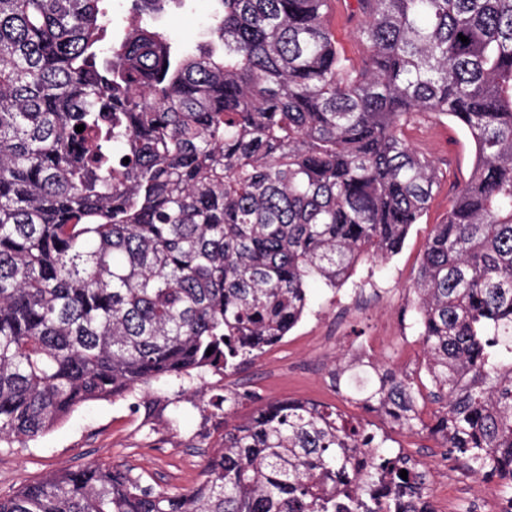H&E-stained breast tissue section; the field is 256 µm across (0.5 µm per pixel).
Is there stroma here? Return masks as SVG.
Instances as JSON below:
<instances>
[{"mask_svg":"<svg viewBox=\"0 0 512 512\" xmlns=\"http://www.w3.org/2000/svg\"><path fill=\"white\" fill-rule=\"evenodd\" d=\"M345 3L347 12L336 16L331 29L339 48L358 63L364 54L356 31L364 17L355 0ZM209 10V0H184L160 15L156 25L201 43ZM404 134L435 162L441 180L426 215L411 227L397 255L362 262L353 284L336 290L312 283L309 308L286 342L266 348L237 370L156 382L121 398L94 401L26 447L1 446L0 495L50 472L89 462L127 469L155 488L182 493L204 481V452L219 443L225 415L243 421L268 403L296 399L335 407L369 430L388 435L392 452L447 469L448 478L434 487V496L453 512H485L487 504L479 495L482 476L471 472L463 460L448 457L439 439L425 430L397 427L385 415L352 400L349 388L338 390L326 381L359 345L375 351V369L401 378L408 367L421 368L427 362L426 349L414 331L413 283L433 226L446 215L475 156L466 131L445 117L415 116ZM231 392L241 396L231 413L214 407L216 397Z\"/></svg>","mask_w":512,"mask_h":512,"instance_id":"35a3bbf8","label":"stroma"}]
</instances>
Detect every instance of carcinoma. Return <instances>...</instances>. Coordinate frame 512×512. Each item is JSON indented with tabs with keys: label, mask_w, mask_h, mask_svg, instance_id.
<instances>
[{
	"label": "carcinoma",
	"mask_w": 512,
	"mask_h": 512,
	"mask_svg": "<svg viewBox=\"0 0 512 512\" xmlns=\"http://www.w3.org/2000/svg\"><path fill=\"white\" fill-rule=\"evenodd\" d=\"M102 2L0 0V445L89 401L235 370L299 323L309 281L340 288L398 254L438 184L403 126L432 114L475 147L413 284L438 409L424 423L419 390L389 373L361 401L512 475V0H357L360 65L329 0H210L194 51L154 27L170 0H125L112 37ZM386 443L282 400L224 429L185 493L88 464L0 512H348L392 481L424 486Z\"/></svg>",
	"instance_id": "obj_1"
}]
</instances>
